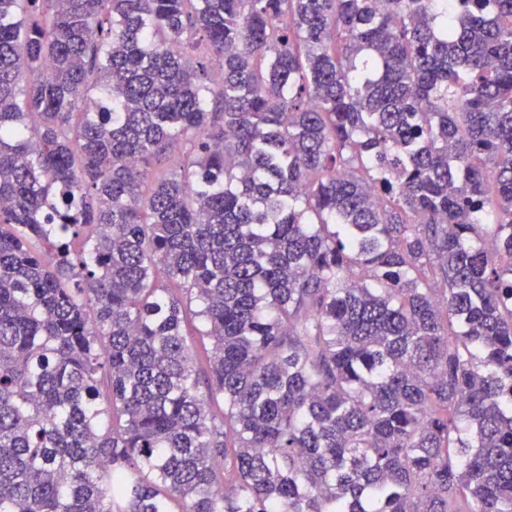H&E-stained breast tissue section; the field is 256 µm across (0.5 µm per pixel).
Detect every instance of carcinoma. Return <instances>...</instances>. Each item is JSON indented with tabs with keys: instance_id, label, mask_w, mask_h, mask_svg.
<instances>
[{
	"instance_id": "cac0c4a2",
	"label": "carcinoma",
	"mask_w": 512,
	"mask_h": 512,
	"mask_svg": "<svg viewBox=\"0 0 512 512\" xmlns=\"http://www.w3.org/2000/svg\"><path fill=\"white\" fill-rule=\"evenodd\" d=\"M175 497L512 512V0H0V512ZM186 342L190 347L194 360L196 361L197 368L201 374H204L207 363V353L210 348V342L202 336H198L195 329V323L192 322L186 327Z\"/></svg>"
}]
</instances>
